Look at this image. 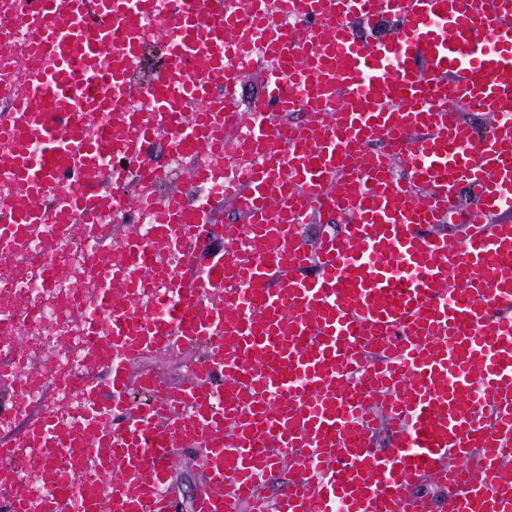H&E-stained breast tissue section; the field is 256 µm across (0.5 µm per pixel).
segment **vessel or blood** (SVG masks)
I'll list each match as a JSON object with an SVG mask.
<instances>
[{
    "label": "vessel or blood",
    "instance_id": "vessel-or-blood-1",
    "mask_svg": "<svg viewBox=\"0 0 512 512\" xmlns=\"http://www.w3.org/2000/svg\"><path fill=\"white\" fill-rule=\"evenodd\" d=\"M24 5L55 53L0 121L17 187L0 247L52 252L54 225L112 210L168 223L127 235V265L98 286L106 323L86 329L108 334L79 381L83 418L30 420L0 448L57 451L55 493L2 491L0 512H177L179 444L205 473L195 512H512V0H179L146 84L160 0ZM259 41L269 62L246 100ZM229 132L259 161L224 178L195 165L223 163ZM157 140L208 185L202 201L156 192ZM226 204L236 220L216 223ZM453 218L463 238L438 232ZM322 220L340 230L308 250L300 229ZM245 231L246 257L202 262ZM162 351L197 353L181 383L136 371ZM280 466L288 481L263 495Z\"/></svg>",
    "mask_w": 512,
    "mask_h": 512
}]
</instances>
